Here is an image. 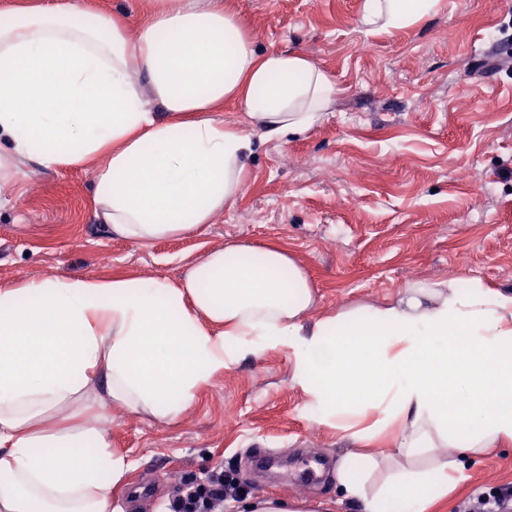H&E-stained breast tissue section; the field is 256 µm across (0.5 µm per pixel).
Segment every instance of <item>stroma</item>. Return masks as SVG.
<instances>
[{
	"instance_id": "stroma-1",
	"label": "stroma",
	"mask_w": 512,
	"mask_h": 512,
	"mask_svg": "<svg viewBox=\"0 0 512 512\" xmlns=\"http://www.w3.org/2000/svg\"><path fill=\"white\" fill-rule=\"evenodd\" d=\"M439 14L389 35L359 25L362 0H230L258 51L289 48L336 81L323 121L288 144L255 142L237 203L203 233L142 247L94 212L92 169L32 168L0 187V281L144 274L178 279L228 242L278 241L301 259L317 304L307 315L391 303L417 280L479 277L512 290V64L483 48L512 39V0H445ZM280 351L242 361L169 425L117 407L89 413L134 468L119 512H164L178 493L223 475V512L246 497L305 499L360 512L336 484L356 447L305 411ZM327 461L317 482L251 476L255 455ZM512 488V447L483 452L448 496Z\"/></svg>"
}]
</instances>
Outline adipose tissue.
Segmentation results:
<instances>
[{
    "mask_svg": "<svg viewBox=\"0 0 512 512\" xmlns=\"http://www.w3.org/2000/svg\"><path fill=\"white\" fill-rule=\"evenodd\" d=\"M137 21L85 0L0 9V185L30 165L92 167L97 217L146 244L233 206L254 138L287 142L322 121L336 83L294 51L259 52L225 0H141ZM445 0H363L389 35ZM236 102L245 122L225 120ZM315 304L288 249L230 243L176 281L87 274L0 283V512H114L132 464L87 418L113 405L176 419L233 365L287 352L319 424L359 445L336 483L362 512H435L466 462L512 447V290L419 280L384 305L304 316ZM413 459L379 489L370 449Z\"/></svg>",
    "mask_w": 512,
    "mask_h": 512,
    "instance_id": "1",
    "label": "adipose tissue"
}]
</instances>
